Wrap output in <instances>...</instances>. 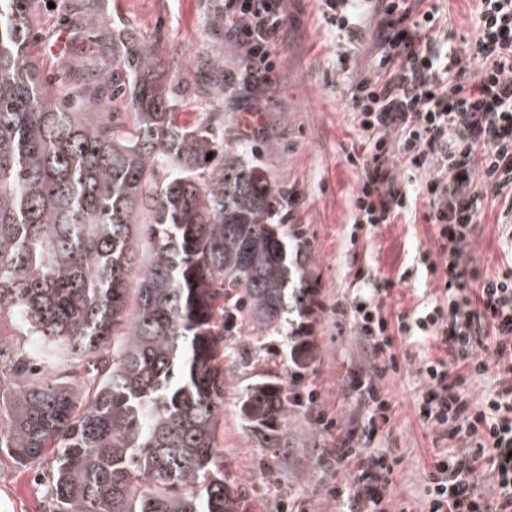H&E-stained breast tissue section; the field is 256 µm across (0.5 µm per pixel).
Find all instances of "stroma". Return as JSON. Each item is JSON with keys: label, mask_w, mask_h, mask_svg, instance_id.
I'll return each mask as SVG.
<instances>
[{"label": "stroma", "mask_w": 512, "mask_h": 512, "mask_svg": "<svg viewBox=\"0 0 512 512\" xmlns=\"http://www.w3.org/2000/svg\"><path fill=\"white\" fill-rule=\"evenodd\" d=\"M39 0L34 18L37 38L31 53L50 88H75L94 59L103 23L131 28L158 46L170 89L184 123L223 120L226 137L249 148L279 191H296L298 204L289 232L304 241L309 283L317 298L331 304L349 300L356 289L392 282L384 302L389 315L412 311L425 295L441 286L422 263V253L436 250L435 228L426 221L430 205L418 196L412 211L394 223L353 229L351 201L359 172L346 155L363 150L360 128L345 106L352 80L375 73L372 37L357 50L346 47L347 32L327 26L320 0H286V23L272 58L269 83L252 86L242 79L240 52L212 23V0H78V13L61 16ZM82 25L90 41L67 50L66 36ZM223 51L224 72L232 87L224 97L213 91L208 67L213 52ZM500 202L484 199L479 231L470 245L475 265L484 272L501 268ZM315 358L294 381L283 336H232L225 342L224 370L230 380L217 428L224 451V473L238 493V512H276L279 499L306 500L309 512H337V503L321 494L319 462L335 448V434L316 425L305 407H297L287 423V464H278L275 449L259 445L241 413L243 394L251 383L276 374L299 394L315 390L329 414L350 426L363 427L365 411L348 390L349 371L367 360L351 332H338L334 317L315 312ZM418 378L408 371L387 388L394 403L388 444L404 458L397 479L404 488L394 508L420 503L423 461L435 446V435L422 426L416 411ZM43 489L32 472L0 455V512H44Z\"/></svg>", "instance_id": "1"}]
</instances>
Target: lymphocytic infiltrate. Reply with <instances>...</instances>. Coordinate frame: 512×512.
<instances>
[{
	"instance_id": "f902f5d3",
	"label": "lymphocytic infiltrate",
	"mask_w": 512,
	"mask_h": 512,
	"mask_svg": "<svg viewBox=\"0 0 512 512\" xmlns=\"http://www.w3.org/2000/svg\"><path fill=\"white\" fill-rule=\"evenodd\" d=\"M424 2L375 0L376 73L356 79L347 98L367 146L346 160L360 176L357 224L392 223L412 204L397 169L421 176L439 244L426 267L442 294L393 320L376 287L331 305L369 352L350 383L367 429L343 434L322 458V489L343 512H391L401 459L367 442L391 421L386 383L405 365L395 342L408 335L443 351L416 369L419 418L442 443L425 467L422 512H512V0H478L474 36L444 53L441 19ZM284 14V0H224L225 33L255 83L269 79ZM488 197L502 204L506 262L492 274L468 254ZM485 380L488 390L471 397Z\"/></svg>"
}]
</instances>
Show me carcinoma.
Listing matches in <instances>:
<instances>
[{
    "instance_id": "carcinoma-1",
    "label": "carcinoma",
    "mask_w": 512,
    "mask_h": 512,
    "mask_svg": "<svg viewBox=\"0 0 512 512\" xmlns=\"http://www.w3.org/2000/svg\"><path fill=\"white\" fill-rule=\"evenodd\" d=\"M37 3L0 0V318L35 342H0V450L41 469L45 512H236L215 446L225 337L304 314L305 251L224 125L178 120L154 45L114 25L86 72L92 108L121 100L125 121L49 99ZM294 407L276 377L242 402L282 463Z\"/></svg>"
}]
</instances>
